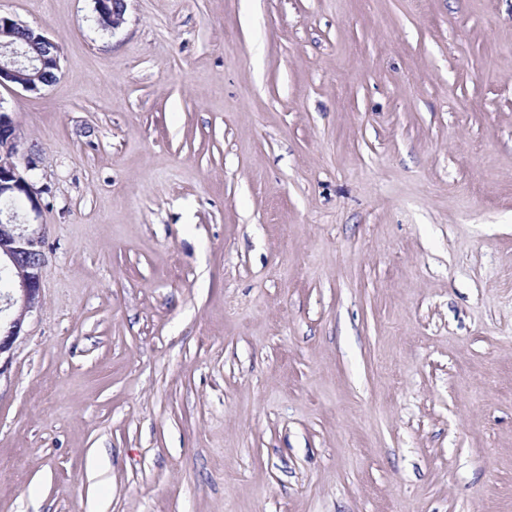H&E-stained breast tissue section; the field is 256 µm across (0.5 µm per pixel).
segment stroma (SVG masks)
I'll return each mask as SVG.
<instances>
[{
	"label": "stroma",
	"mask_w": 512,
	"mask_h": 512,
	"mask_svg": "<svg viewBox=\"0 0 512 512\" xmlns=\"http://www.w3.org/2000/svg\"><path fill=\"white\" fill-rule=\"evenodd\" d=\"M42 208L0 512H512V0H0ZM127 0H93L94 12L104 23L112 24V33L124 22ZM17 31L25 32V42L35 49L36 56H28L14 41ZM45 67L52 68L57 74L61 70L60 53L55 42L41 28H33L0 15V86L12 85L26 91H38L43 85H49L57 79V74ZM42 71L39 86L37 80Z\"/></svg>",
	"instance_id": "35a3bbf8"
}]
</instances>
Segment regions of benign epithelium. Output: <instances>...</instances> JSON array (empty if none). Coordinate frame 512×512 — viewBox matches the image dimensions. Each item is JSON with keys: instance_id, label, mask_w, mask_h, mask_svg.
Masks as SVG:
<instances>
[{"instance_id": "benign-epithelium-1", "label": "benign epithelium", "mask_w": 512, "mask_h": 512, "mask_svg": "<svg viewBox=\"0 0 512 512\" xmlns=\"http://www.w3.org/2000/svg\"><path fill=\"white\" fill-rule=\"evenodd\" d=\"M93 2L96 16L102 22L112 24V29L119 28L124 22L126 0ZM18 31L25 32V42L35 49L36 56L27 55L14 41ZM47 67L57 72L61 70L55 42L40 28L0 16V86L37 91L38 76ZM17 155V126L0 106V199L22 206L27 204L37 213L40 211L38 191L20 169ZM16 216L17 212L9 208L0 217V267L8 270L11 276L8 302L13 308L4 331L0 333V375L11 362L27 317L42 305L43 235L29 223H18Z\"/></svg>"}]
</instances>
